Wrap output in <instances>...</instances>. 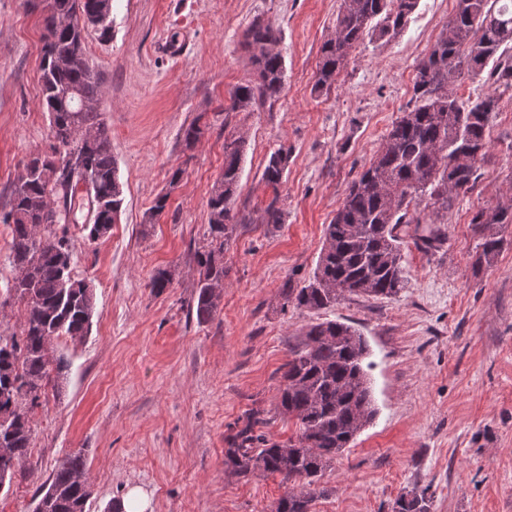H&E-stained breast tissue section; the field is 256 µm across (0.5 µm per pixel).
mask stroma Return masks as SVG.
<instances>
[{
    "label": "stroma",
    "mask_w": 512,
    "mask_h": 512,
    "mask_svg": "<svg viewBox=\"0 0 512 512\" xmlns=\"http://www.w3.org/2000/svg\"><path fill=\"white\" fill-rule=\"evenodd\" d=\"M340 4L112 0L109 39L88 29L123 204L97 242L70 230L74 271L94 294L91 328L82 340L54 342L68 368L33 411L29 453L0 494V512H33L57 461L78 451L92 485L85 512H106L134 488L147 496L145 512H275L288 482L277 473L240 477L224 450L256 411L268 440L295 436V420L279 408L281 367L306 327L327 320L365 338L377 413L325 470L312 512H392L400 495L422 490L430 512H512V225L500 229L505 244L488 263L471 222L512 201V97L491 116L489 157L474 188L443 215L442 241H406L407 288L392 298L348 295L312 312L284 302V284L299 288L312 275L326 225L407 110L424 48L455 13L454 0H419L397 36L365 38L336 84L316 93L320 49ZM256 21L280 32L285 87L279 99L235 112L233 89L255 77L244 35ZM41 34L35 0H0V214L24 163L51 144ZM194 124L202 134L189 146L184 131ZM239 136V224L224 248L220 310L201 323L192 309L194 253L224 144ZM281 148L288 166L274 191L262 172ZM162 194L164 212L144 224ZM273 200L284 213L279 224L264 221ZM10 242V225L0 223L5 336L22 321L7 294ZM160 271L171 284L157 294L150 282Z\"/></svg>",
    "instance_id": "obj_1"
}]
</instances>
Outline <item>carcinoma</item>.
<instances>
[{"label":"carcinoma","mask_w":512,"mask_h":512,"mask_svg":"<svg viewBox=\"0 0 512 512\" xmlns=\"http://www.w3.org/2000/svg\"><path fill=\"white\" fill-rule=\"evenodd\" d=\"M419 0H342L336 25L321 47L313 91L330 88L343 72L351 50L369 35L391 39L401 32ZM103 0H47L43 8L39 63L41 103L50 115V153L30 158L11 188V205L0 221L12 225L11 259L21 278L8 295L22 302L20 335H0V492L11 486L16 467L27 456L32 436L30 411L46 387L68 368L55 355L61 336L81 340L94 310L89 284L73 274L70 225H81L90 241L99 228H112L122 206V185L112 155V141L101 113V79L86 55L87 27L61 26L79 19ZM254 49L256 78L238 85L231 110L247 111L257 102L277 100L285 85V63L274 51L279 42L271 24L254 22L245 32ZM512 0H456L455 14L416 70L414 105L392 125L370 165L348 187L325 241L316 269L300 288L283 287L285 303L298 309H326L346 295L396 296L406 287L400 225H414L411 238L431 247L441 241L435 226L462 193L472 190L477 164L486 159L489 121L500 96L512 92ZM66 56L65 69L53 66ZM489 69L495 93L475 100L458 96L454 85L465 73ZM78 93L72 101L68 92ZM245 140L224 143V171L208 199L209 224L195 253L199 268L195 314L209 321L219 310L224 286V244L235 231L232 213ZM288 165V151L274 152L263 180L274 198L265 223L283 222L278 188ZM87 174L86 188L79 177ZM472 223L483 228L512 224V205L479 210ZM426 228H420V225ZM503 238L485 235L479 257L491 261ZM366 344L352 326L337 321L308 325L290 350L279 386L282 412L296 420L294 440L271 442L256 428L259 413L249 415L230 439L225 464L239 476L278 473L298 485L276 512H310L325 469L375 414L362 358ZM92 494L87 463L69 454L37 490L33 512H85ZM393 512H430L425 493L402 494Z\"/></svg>","instance_id":"1"}]
</instances>
